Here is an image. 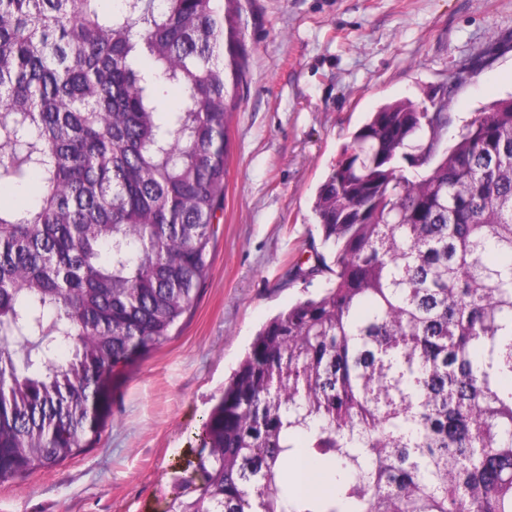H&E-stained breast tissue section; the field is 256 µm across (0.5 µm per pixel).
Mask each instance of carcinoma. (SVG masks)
I'll use <instances>...</instances> for the list:
<instances>
[{"instance_id":"cac0c4a2","label":"carcinoma","mask_w":512,"mask_h":512,"mask_svg":"<svg viewBox=\"0 0 512 512\" xmlns=\"http://www.w3.org/2000/svg\"><path fill=\"white\" fill-rule=\"evenodd\" d=\"M0 0V484L84 452L193 308L241 0ZM373 112L317 190L326 288L270 319L170 512H512V96ZM301 455L328 479L299 492Z\"/></svg>"}]
</instances>
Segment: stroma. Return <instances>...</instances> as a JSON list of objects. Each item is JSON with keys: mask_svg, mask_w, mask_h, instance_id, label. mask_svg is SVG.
Returning a JSON list of instances; mask_svg holds the SVG:
<instances>
[{"mask_svg": "<svg viewBox=\"0 0 512 512\" xmlns=\"http://www.w3.org/2000/svg\"><path fill=\"white\" fill-rule=\"evenodd\" d=\"M224 211L195 306L112 380L92 448L0 485V512H169L202 424L261 326L321 279L313 206L341 146L383 104L450 94L449 133L512 96V0H247Z\"/></svg>", "mask_w": 512, "mask_h": 512, "instance_id": "stroma-1", "label": "stroma"}]
</instances>
